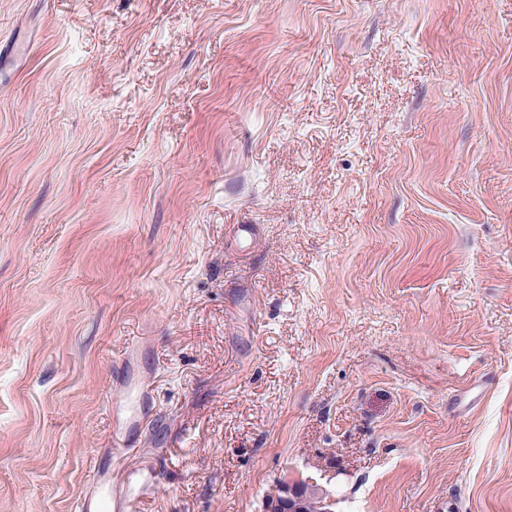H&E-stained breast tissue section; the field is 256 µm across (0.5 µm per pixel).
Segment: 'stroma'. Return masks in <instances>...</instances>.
Segmentation results:
<instances>
[{
    "label": "stroma",
    "mask_w": 512,
    "mask_h": 512,
    "mask_svg": "<svg viewBox=\"0 0 512 512\" xmlns=\"http://www.w3.org/2000/svg\"><path fill=\"white\" fill-rule=\"evenodd\" d=\"M98 463L512 512V0H0V512Z\"/></svg>",
    "instance_id": "stroma-1"
}]
</instances>
